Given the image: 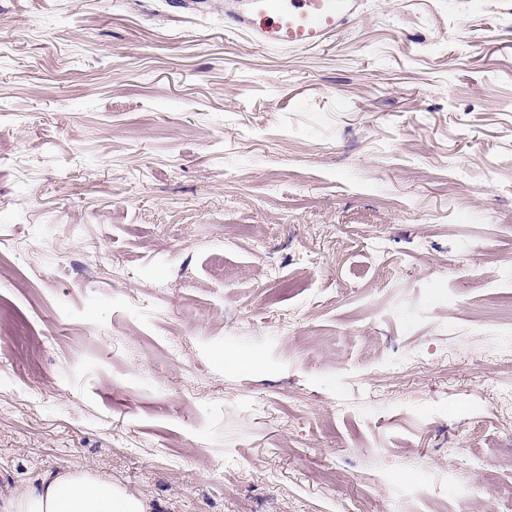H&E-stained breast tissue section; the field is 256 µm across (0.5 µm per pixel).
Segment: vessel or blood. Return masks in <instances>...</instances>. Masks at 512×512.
<instances>
[{"label":"vessel or blood","instance_id":"b4317fda","mask_svg":"<svg viewBox=\"0 0 512 512\" xmlns=\"http://www.w3.org/2000/svg\"><path fill=\"white\" fill-rule=\"evenodd\" d=\"M366 0H224V26L265 48L325 46L365 12Z\"/></svg>","mask_w":512,"mask_h":512}]
</instances>
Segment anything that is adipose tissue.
<instances>
[{
  "label": "adipose tissue",
  "mask_w": 512,
  "mask_h": 512,
  "mask_svg": "<svg viewBox=\"0 0 512 512\" xmlns=\"http://www.w3.org/2000/svg\"><path fill=\"white\" fill-rule=\"evenodd\" d=\"M0 512H150V507L94 471L70 469L6 501Z\"/></svg>",
  "instance_id": "obj_1"
}]
</instances>
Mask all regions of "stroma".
<instances>
[{"instance_id": "35a3bbf8", "label": "stroma", "mask_w": 512, "mask_h": 512, "mask_svg": "<svg viewBox=\"0 0 512 512\" xmlns=\"http://www.w3.org/2000/svg\"><path fill=\"white\" fill-rule=\"evenodd\" d=\"M223 4L0 0V504L88 468L151 512H485L512 0L308 51Z\"/></svg>"}]
</instances>
